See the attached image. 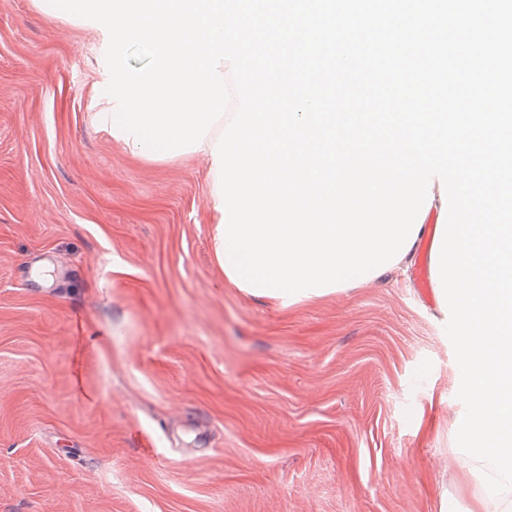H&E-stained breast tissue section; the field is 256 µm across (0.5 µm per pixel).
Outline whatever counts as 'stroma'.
Instances as JSON below:
<instances>
[{
  "label": "stroma",
  "instance_id": "35a3bbf8",
  "mask_svg": "<svg viewBox=\"0 0 512 512\" xmlns=\"http://www.w3.org/2000/svg\"><path fill=\"white\" fill-rule=\"evenodd\" d=\"M107 45L0 0V512H505L432 289L235 288L206 159L103 121Z\"/></svg>",
  "mask_w": 512,
  "mask_h": 512
}]
</instances>
